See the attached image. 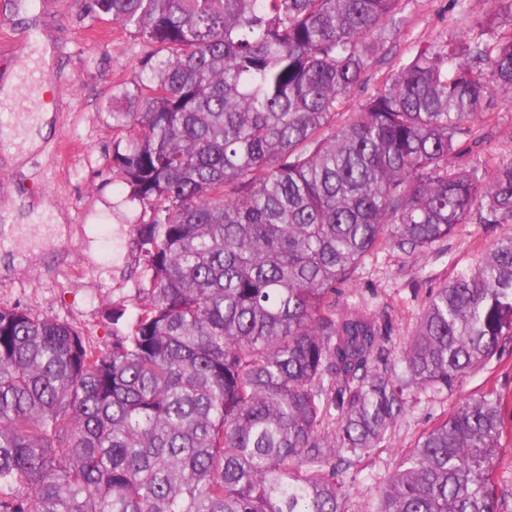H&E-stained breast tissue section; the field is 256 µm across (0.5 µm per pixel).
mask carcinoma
I'll list each match as a JSON object with an SVG mask.
<instances>
[{"label": "carcinoma", "mask_w": 512, "mask_h": 512, "mask_svg": "<svg viewBox=\"0 0 512 512\" xmlns=\"http://www.w3.org/2000/svg\"><path fill=\"white\" fill-rule=\"evenodd\" d=\"M400 0H91L151 50L112 109L113 169L150 212L132 327L109 345L0 308V512H344L409 385L512 340V234L412 335L340 301L369 256L512 223V160L460 166L512 89V31L440 37L336 116ZM492 393L424 432L376 512H501Z\"/></svg>", "instance_id": "carcinoma-1"}]
</instances>
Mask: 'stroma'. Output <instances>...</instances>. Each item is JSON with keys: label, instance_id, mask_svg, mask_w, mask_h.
Instances as JSON below:
<instances>
[{"label": "stroma", "instance_id": "35a3bbf8", "mask_svg": "<svg viewBox=\"0 0 512 512\" xmlns=\"http://www.w3.org/2000/svg\"><path fill=\"white\" fill-rule=\"evenodd\" d=\"M487 0H401L399 24L384 51L369 62L345 112L357 111L396 64L439 33H469ZM54 48L51 127L24 158L0 148V211L17 207L20 223L0 221V307H23L69 322L105 345L113 330L128 331L137 299L132 228L145 214L112 168V107L120 90L138 80L149 49L110 17L91 12L90 0H0V81L15 74L19 43ZM485 143L463 156L512 160V90L492 87L483 104ZM511 224L458 225L423 253L379 252L342 292L371 313L389 311L392 343L411 336L431 292L473 270ZM127 315L113 322L112 308ZM493 392L512 412V341L448 390L411 389L404 416L387 443L339 475L345 512H376L383 488L425 431L466 399Z\"/></svg>", "mask_w": 512, "mask_h": 512}]
</instances>
